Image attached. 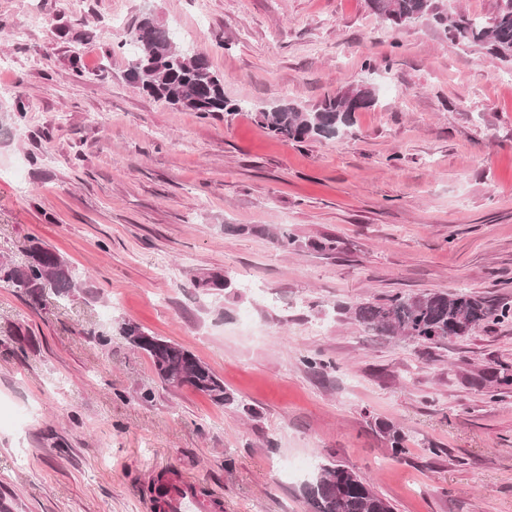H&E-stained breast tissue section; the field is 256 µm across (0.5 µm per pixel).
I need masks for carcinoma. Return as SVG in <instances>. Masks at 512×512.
<instances>
[{"label":"carcinoma","mask_w":512,"mask_h":512,"mask_svg":"<svg viewBox=\"0 0 512 512\" xmlns=\"http://www.w3.org/2000/svg\"><path fill=\"white\" fill-rule=\"evenodd\" d=\"M441 0H368L370 9L390 26L398 27L432 19L444 27L448 38L478 45L486 53L512 60V0H501L496 14L481 23L462 11H447ZM126 44L133 48L127 79L149 96L206 117L234 112L239 106L224 96V81L213 70L204 53L190 55L171 42L169 32L155 19L144 17L127 31ZM375 104L373 89L361 85L327 98L313 112L295 103H279L256 112L260 125L276 136L303 143L312 138H334L353 125L354 113ZM59 254L34 243L24 265L0 262V282L35 298L46 285L60 294L75 287L73 272L57 264ZM352 320L379 336L408 338L422 345H438L448 337L469 335L488 320L512 316V307L491 303L467 293L434 291L395 294L376 302L344 308ZM116 334L151 359L162 381L172 388L189 386L214 402L232 405L236 397L213 371L193 353L164 338L154 347H144L138 337L147 335L139 326L121 323ZM182 368L177 378L172 370ZM395 455L405 453V434L395 425L384 427ZM303 493L313 512H393L392 504L353 470L330 462L319 466L306 482Z\"/></svg>","instance_id":"cac0c4a2"}]
</instances>
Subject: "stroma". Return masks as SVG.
<instances>
[{"instance_id": "obj_1", "label": "stroma", "mask_w": 512, "mask_h": 512, "mask_svg": "<svg viewBox=\"0 0 512 512\" xmlns=\"http://www.w3.org/2000/svg\"><path fill=\"white\" fill-rule=\"evenodd\" d=\"M146 14L240 111L128 82ZM511 74L367 0H0V259L36 239L79 282L36 302L0 284V512H152L166 471L223 512H312L302 487L330 461L394 512H512V385L492 383L512 376V318L426 347L342 312L436 290L512 305ZM362 84L375 106L333 139L255 118ZM282 228L299 249L276 248ZM120 322L193 353L236 404L165 385Z\"/></svg>"}]
</instances>
